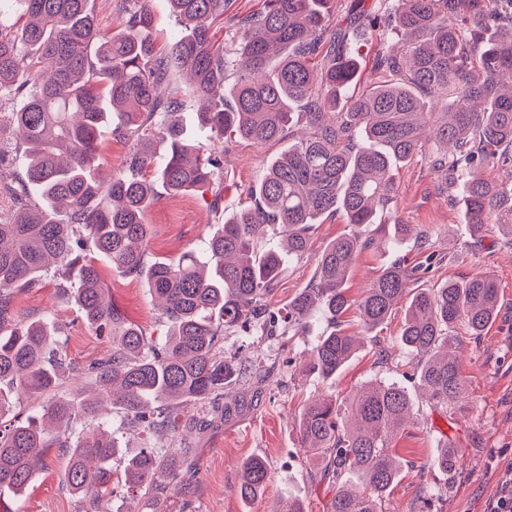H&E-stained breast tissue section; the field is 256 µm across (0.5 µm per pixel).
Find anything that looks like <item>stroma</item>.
<instances>
[{"label": "stroma", "mask_w": 512, "mask_h": 512, "mask_svg": "<svg viewBox=\"0 0 512 512\" xmlns=\"http://www.w3.org/2000/svg\"><path fill=\"white\" fill-rule=\"evenodd\" d=\"M264 6V0H225L224 20L213 27L216 43L234 47L240 22ZM354 44L361 60V79L351 90L356 96L380 78L373 70L377 51L401 49L404 40L380 27L355 39ZM287 147L284 139L261 145L242 139L229 141L224 158L223 210L219 213L211 206L208 190L174 196L163 184H156V201L145 215L150 255L177 257L194 248L200 238L216 232L224 213L252 207V188L270 161ZM136 148L159 157L166 145L156 135L137 141L104 131L102 171L120 167ZM397 186L395 219L426 232L430 247L421 249L410 239L393 250L363 251L346 284L347 293L359 298L386 265L397 261L408 266L428 265L420 282L424 288L477 274L496 280L500 311L495 323L476 338L461 327L454 332L453 345L465 379V393L455 407L449 410L422 398L413 374L415 357L399 339L405 316L401 305L383 325L364 336L361 349L328 381L301 374L300 368L317 336L334 329L349 334L359 331L356 309L334 321L317 317L303 335L280 331L252 337L245 348L236 333L228 332L223 343L225 357L246 361L251 372L226 387L225 400L232 410L225 418L209 419L204 429L186 433L181 439L153 438L137 433L124 423L123 411L115 410L112 433L127 454H135L152 441L163 448L186 445L187 453L173 501L161 497L150 507L144 499H128L118 493L109 504L111 512H166L170 507L176 512H279L292 498L302 501L307 512H328L336 485L321 479L317 466L301 448L300 416L316 397L333 395L342 401L375 379L402 384L414 413L413 421L395 438L401 471L382 503V512H488L501 494L503 473L512 464V236L500 225L489 223L481 241H474L449 199L444 174L433 169L424 156H415L401 166ZM352 230L343 215L323 217L307 252L284 266L268 305L285 307L307 288L315 278L319 254ZM93 261L105 290L127 321L154 338H164L167 325L144 283L120 274L101 256H94ZM58 282V273L51 271L39 287L14 289L12 308L19 321L36 320L48 312L61 326L68 338L66 361L73 367L64 375L63 387L76 400L90 388V379L80 373V366L110 354L112 339L87 325L72 300L59 298ZM448 444L457 450L454 470L445 476L424 471V463ZM252 457L266 462L271 479L261 495L246 502L235 487L243 461ZM66 465L67 456L60 448L47 449L44 465L25 493L0 489V512H84L82 499L62 482Z\"/></svg>", "instance_id": "obj_1"}]
</instances>
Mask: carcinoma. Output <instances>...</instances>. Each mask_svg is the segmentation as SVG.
<instances>
[{
    "label": "carcinoma",
    "instance_id": "obj_1",
    "mask_svg": "<svg viewBox=\"0 0 512 512\" xmlns=\"http://www.w3.org/2000/svg\"><path fill=\"white\" fill-rule=\"evenodd\" d=\"M123 29L99 28L90 0H0V16L25 18L0 28V95H21L13 113L19 132L16 169L0 172L16 210L0 218V485L25 489L54 445L68 456L63 480L86 503L105 512L117 488L162 496L180 480L174 449L143 448L114 466L121 449L108 431L119 407L145 433L172 431L177 405L215 401L224 386L249 372L224 358V333H273L284 326L307 333L316 313L335 319L357 309L372 331L407 300L402 345L420 356L415 370L429 399L450 406L465 392L448 343L457 325L473 336L499 314L493 277L475 275L439 288H412L421 267L386 266L357 300L345 283L358 255L375 239L348 233L317 258L309 288L278 311L266 304L282 267L303 255L319 219L341 211L347 223L375 224L392 209L401 165L437 146L431 165L461 177L452 201L479 235L488 223L512 234V186L484 168L512 164V0H354V26L330 27L332 0H266L243 21L238 48L227 52L211 27L224 0H168L181 34L155 52L148 0H120ZM407 37L402 49L381 53L375 67L397 76L349 95L360 81L354 32L367 24ZM237 81L226 86L228 71ZM177 71L190 74V95L202 100L198 126L213 136L256 144L307 131L273 160L252 190L254 206L224 217L221 228L176 258L148 259L145 214L155 200L154 179L174 195L210 187L221 203L224 162L181 127L182 100L163 87ZM448 96V111L426 97ZM113 124L128 137L155 132L167 144L160 158L132 150L107 179L98 174L100 133ZM426 237L410 224L388 225L381 243L397 247ZM124 275L144 278L162 307L169 332L159 341L124 321L109 301L85 242ZM59 288L74 298L99 334L114 335L112 352L86 374L97 393L78 402L59 392L64 370L60 326L49 316L22 323L11 304L16 288L40 284L51 267ZM357 339L343 332L313 342L304 372L330 379L355 355ZM52 392L39 415L12 414L15 392ZM412 411L393 380L364 384L345 401L323 396L304 409L299 434L308 457L336 480L329 512H379L399 462L396 432ZM97 426L75 432L79 422ZM454 450L423 464L448 473ZM271 475L261 459L241 466L239 496L257 497Z\"/></svg>",
    "mask_w": 512,
    "mask_h": 512
}]
</instances>
